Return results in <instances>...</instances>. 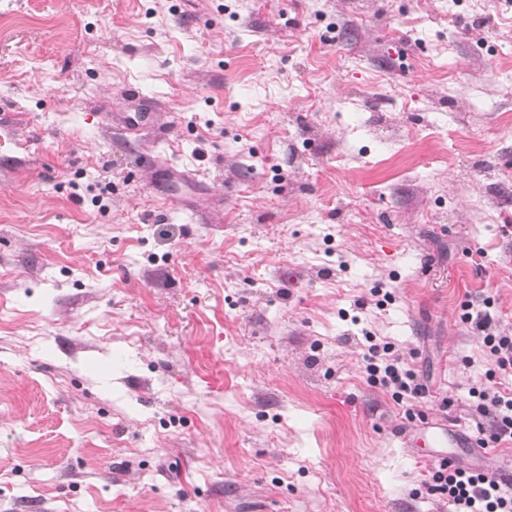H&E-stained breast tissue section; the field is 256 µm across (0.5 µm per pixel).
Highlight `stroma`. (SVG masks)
<instances>
[{
    "instance_id": "stroma-1",
    "label": "stroma",
    "mask_w": 512,
    "mask_h": 512,
    "mask_svg": "<svg viewBox=\"0 0 512 512\" xmlns=\"http://www.w3.org/2000/svg\"><path fill=\"white\" fill-rule=\"evenodd\" d=\"M469 307L512 333V0H0V512H448ZM365 370L369 380L385 388L392 400L404 408L412 420L416 407L429 393L428 386L414 369L402 365V359L390 342H380L370 331L365 332ZM459 433L451 425L439 422L423 425L412 443V448H422L430 446L431 448H453L455 436Z\"/></svg>"
}]
</instances>
